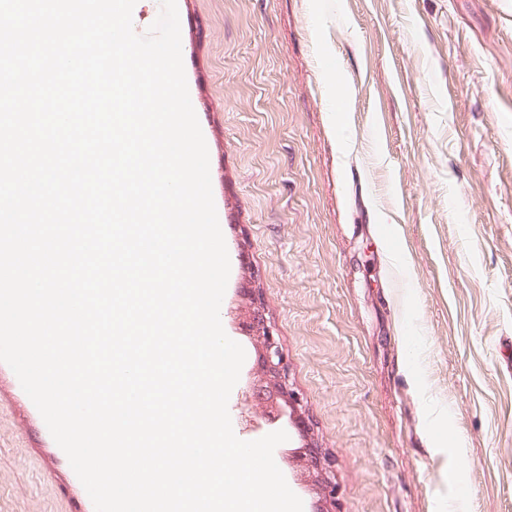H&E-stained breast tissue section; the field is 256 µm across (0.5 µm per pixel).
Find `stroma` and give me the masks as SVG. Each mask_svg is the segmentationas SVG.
Here are the masks:
<instances>
[{
	"label": "stroma",
	"mask_w": 512,
	"mask_h": 512,
	"mask_svg": "<svg viewBox=\"0 0 512 512\" xmlns=\"http://www.w3.org/2000/svg\"><path fill=\"white\" fill-rule=\"evenodd\" d=\"M178 13L246 352L235 435L253 274L339 512H512V0ZM66 488L1 378L0 512H67Z\"/></svg>",
	"instance_id": "obj_1"
}]
</instances>
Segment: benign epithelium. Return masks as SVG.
<instances>
[{"label":"benign epithelium","mask_w":512,"mask_h":512,"mask_svg":"<svg viewBox=\"0 0 512 512\" xmlns=\"http://www.w3.org/2000/svg\"><path fill=\"white\" fill-rule=\"evenodd\" d=\"M240 293L247 296L249 305L239 320V330L256 353L250 394L261 408V413L249 420V426L259 430L287 421L299 434L302 444L288 450L284 460L315 498L313 512H335L337 487L332 479L331 463L321 448L307 440L309 419L300 394L289 383L288 364L279 339L257 291L243 288Z\"/></svg>","instance_id":"7a95c632"}]
</instances>
